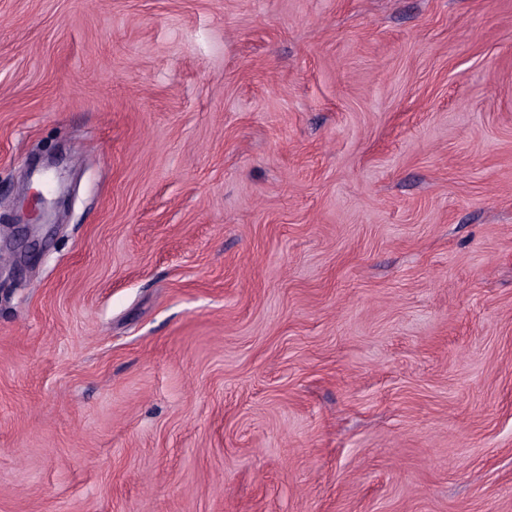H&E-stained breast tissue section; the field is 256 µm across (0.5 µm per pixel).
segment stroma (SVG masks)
I'll return each instance as SVG.
<instances>
[{"label":"stroma","mask_w":512,"mask_h":512,"mask_svg":"<svg viewBox=\"0 0 512 512\" xmlns=\"http://www.w3.org/2000/svg\"><path fill=\"white\" fill-rule=\"evenodd\" d=\"M0 242V512H512V0H0Z\"/></svg>","instance_id":"obj_1"}]
</instances>
